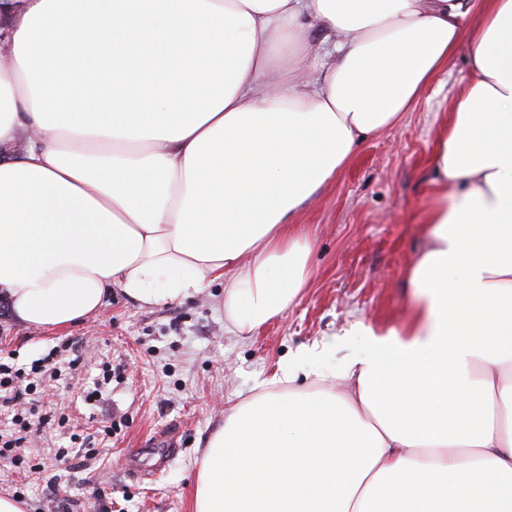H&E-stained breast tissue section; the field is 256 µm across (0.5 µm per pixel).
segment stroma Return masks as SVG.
I'll return each mask as SVG.
<instances>
[{"label":"stroma","mask_w":512,"mask_h":512,"mask_svg":"<svg viewBox=\"0 0 512 512\" xmlns=\"http://www.w3.org/2000/svg\"><path fill=\"white\" fill-rule=\"evenodd\" d=\"M471 49V41H463L402 124L364 139L303 207L297 221L312 243L308 281L295 303L253 336L225 332L220 283L154 308L139 307L116 288L96 316L60 332L23 327L0 292V351L27 365L74 340L82 357L79 371L63 369L38 404L40 413L69 415L68 428L53 425L33 436L34 471L0 464V493L21 491L26 512H44L55 485L65 490L72 512H103L91 494L96 487L106 494L104 512H191L206 442L240 395L322 340L335 342L326 367H341L367 342L356 321L378 332L407 321L408 275L434 203L429 157L469 78ZM106 361L125 363L123 379L106 385L97 402H84L83 389ZM113 421L117 430L105 435ZM170 428L178 455L150 473L156 458L147 442ZM62 448L68 454L61 459ZM133 453L145 470L139 477L127 470Z\"/></svg>","instance_id":"35a3bbf8"}]
</instances>
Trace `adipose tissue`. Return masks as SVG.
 Segmentation results:
<instances>
[{"mask_svg":"<svg viewBox=\"0 0 512 512\" xmlns=\"http://www.w3.org/2000/svg\"><path fill=\"white\" fill-rule=\"evenodd\" d=\"M0 291L66 329L112 288L296 300L305 204L470 37L434 141L413 321L297 353L210 435L193 512H512V0H0ZM326 42L310 40L312 28ZM312 382L297 386L299 374Z\"/></svg>","mask_w":512,"mask_h":512,"instance_id":"ef3b65f1","label":"adipose tissue"}]
</instances>
